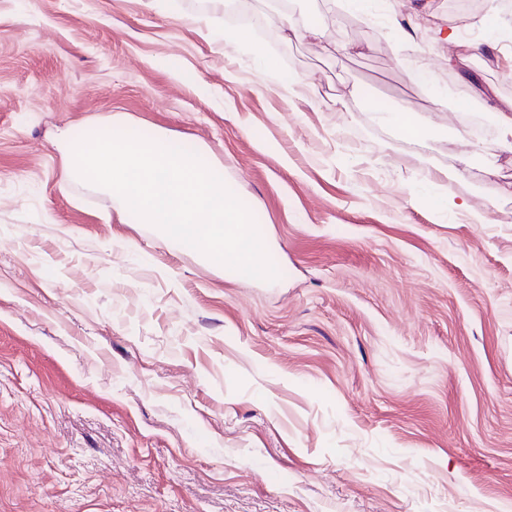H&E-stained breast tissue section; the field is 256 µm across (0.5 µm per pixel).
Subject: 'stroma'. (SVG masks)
Wrapping results in <instances>:
<instances>
[{
	"label": "stroma",
	"mask_w": 512,
	"mask_h": 512,
	"mask_svg": "<svg viewBox=\"0 0 512 512\" xmlns=\"http://www.w3.org/2000/svg\"><path fill=\"white\" fill-rule=\"evenodd\" d=\"M300 11L322 37L286 41L291 96L195 0H0V512H512V155L455 137L460 104H512L477 36L512 22ZM459 52L483 63L462 98ZM106 121L219 165L277 281L65 178L57 129ZM389 120L412 142L422 144L425 141L426 128L413 112H390Z\"/></svg>",
	"instance_id": "1"
}]
</instances>
